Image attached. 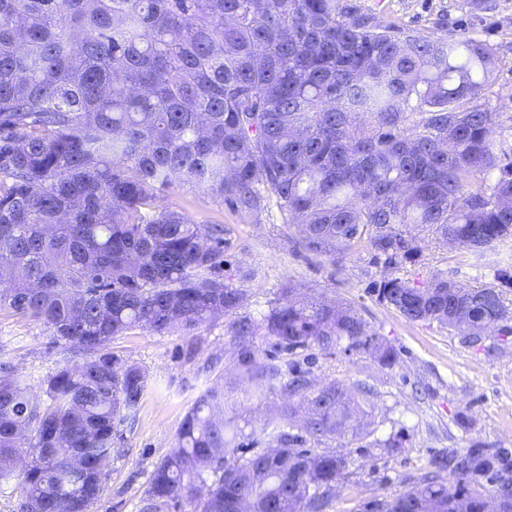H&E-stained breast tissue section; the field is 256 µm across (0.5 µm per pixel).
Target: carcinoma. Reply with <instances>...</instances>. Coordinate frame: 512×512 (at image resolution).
Listing matches in <instances>:
<instances>
[{
	"label": "carcinoma",
	"mask_w": 512,
	"mask_h": 512,
	"mask_svg": "<svg viewBox=\"0 0 512 512\" xmlns=\"http://www.w3.org/2000/svg\"><path fill=\"white\" fill-rule=\"evenodd\" d=\"M495 70L487 43L383 26L349 0H0V309L83 356L46 376L43 399L0 376V482L19 479V512H92L102 496L103 462L147 388L106 351L114 337L189 334L248 300L224 281V227L163 207L162 190L189 185L256 218L273 202L332 259L364 244L387 268L411 264L419 230L490 248L512 235V139L493 137L479 103ZM496 281L385 277L374 292L408 321L508 337L512 271ZM231 334L242 373L299 405L266 420L269 447L230 464L227 429L243 428L223 415L241 388L205 391L146 495L195 512H238L239 498L326 512L347 461L316 446L368 415L370 389L285 382L250 338L388 366L395 353L352 307L291 286ZM430 467L363 512H512L506 449L476 441Z\"/></svg>",
	"instance_id": "obj_1"
}]
</instances>
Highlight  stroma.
I'll use <instances>...</instances> for the list:
<instances>
[{
	"instance_id": "35a3bbf8",
	"label": "stroma",
	"mask_w": 512,
	"mask_h": 512,
	"mask_svg": "<svg viewBox=\"0 0 512 512\" xmlns=\"http://www.w3.org/2000/svg\"><path fill=\"white\" fill-rule=\"evenodd\" d=\"M354 2L383 23L433 37L465 34L493 45L497 65L487 105L498 129L512 128V0ZM162 202L194 223L223 225L229 259L224 279L248 292L245 315L260 318L281 288L295 285L351 305L378 340L395 350L391 366L363 352L345 355L316 347L280 356L314 387L334 380L371 385L376 436L398 433L405 439L397 452L350 431L323 444V451L348 461L328 512H359L369 499L404 492L428 471L433 456L468 447L473 439L512 452V335L493 334L489 348H473L439 324L405 320L370 291L371 282L387 273L421 282L439 272L467 287L493 283L497 269L512 268V238L475 251L424 231L417 262L388 270L364 247L336 261L312 255L273 206L248 217L187 186L164 190ZM231 322L223 316L187 335L136 329L112 340L110 352L139 365L148 388L137 413L119 428L118 450L107 463L105 491L93 512H143L154 466L171 451L187 412L205 389L234 381L239 372ZM80 360V353L41 323L0 310V364L34 393H41L46 375Z\"/></svg>"
}]
</instances>
